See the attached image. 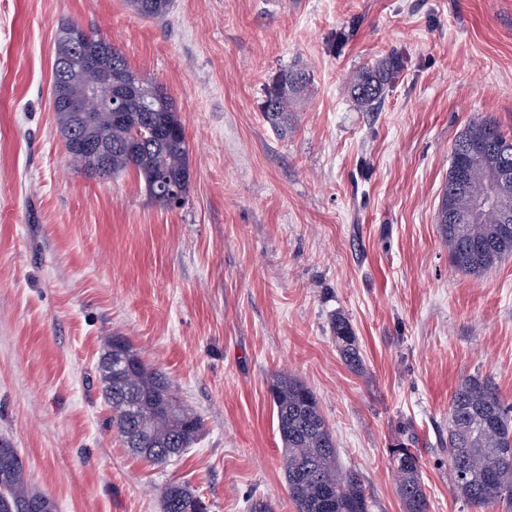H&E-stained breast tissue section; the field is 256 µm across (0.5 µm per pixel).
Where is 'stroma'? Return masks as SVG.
<instances>
[{"mask_svg": "<svg viewBox=\"0 0 512 512\" xmlns=\"http://www.w3.org/2000/svg\"><path fill=\"white\" fill-rule=\"evenodd\" d=\"M110 39L174 101L186 202L135 171L100 179L67 155L51 108L61 23ZM399 55L379 111L356 71ZM308 82L285 133L263 112L286 69ZM512 135V0H0V438L57 512H162L172 482L211 512H296L269 386L316 395L338 464L370 512H404L417 448L430 512H468L449 480L448 408L471 375L512 404V256L450 263L436 215L469 123ZM345 318L362 355L342 361ZM124 337L204 420L156 467L125 448L101 393L104 337ZM127 4L137 15L158 19L168 13L171 0H127ZM332 328L336 346L344 363L353 370L358 369L362 364V358L351 325L344 318L339 317L336 318ZM396 462L398 491L405 511L429 512L418 453L412 451V448H400Z\"/></svg>", "mask_w": 512, "mask_h": 512, "instance_id": "obj_1", "label": "stroma"}]
</instances>
